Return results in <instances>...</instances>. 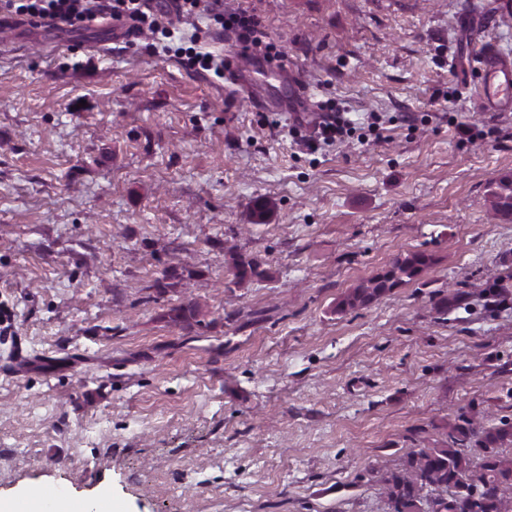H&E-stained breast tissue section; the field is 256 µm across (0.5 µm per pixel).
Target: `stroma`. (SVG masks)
<instances>
[{
    "mask_svg": "<svg viewBox=\"0 0 512 512\" xmlns=\"http://www.w3.org/2000/svg\"><path fill=\"white\" fill-rule=\"evenodd\" d=\"M498 2L224 0L288 58L225 40L234 90L108 25L53 48L0 27V499L382 512L377 469L458 414L512 421V220L485 208L512 112L462 87L482 40L512 51ZM327 98L355 128L341 144L308 154L263 123ZM417 250V277L337 313ZM235 251L261 277L235 285ZM496 281L504 305L474 290L437 312Z\"/></svg>",
    "mask_w": 512,
    "mask_h": 512,
    "instance_id": "35a3bbf8",
    "label": "stroma"
}]
</instances>
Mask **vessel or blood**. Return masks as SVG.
Wrapping results in <instances>:
<instances>
[{"instance_id": "vessel-or-blood-1", "label": "vessel or blood", "mask_w": 512, "mask_h": 512, "mask_svg": "<svg viewBox=\"0 0 512 512\" xmlns=\"http://www.w3.org/2000/svg\"><path fill=\"white\" fill-rule=\"evenodd\" d=\"M479 97L484 107L512 111V57L495 44L483 45L475 67Z\"/></svg>"}]
</instances>
